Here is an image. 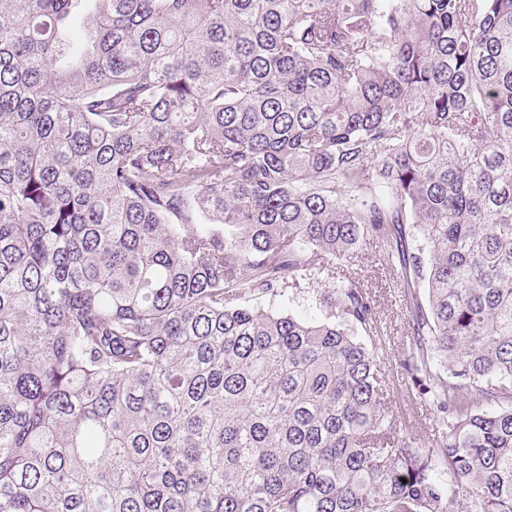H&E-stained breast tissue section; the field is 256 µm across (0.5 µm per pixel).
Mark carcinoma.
I'll use <instances>...</instances> for the list:
<instances>
[{
    "mask_svg": "<svg viewBox=\"0 0 512 512\" xmlns=\"http://www.w3.org/2000/svg\"><path fill=\"white\" fill-rule=\"evenodd\" d=\"M0 512H512V0H0ZM375 242L361 241L352 254L344 259H336V278L333 282L337 285L348 278L356 277L368 286V291L375 300L379 327L373 349L385 363L386 379L402 426L401 433L430 436L436 426V418L429 414L430 411L427 412L425 408L414 403L415 396L417 397L414 387L406 384L396 373V369L394 370L395 362L402 358L409 347L407 290L384 268L383 253ZM389 363H392L393 370ZM321 285H317L315 282L310 284L308 281H301L300 284L295 287H289L285 290V303H287V309L297 315L301 316H312V317H321L322 310L324 309L322 306L319 307V294L317 295V290H321Z\"/></svg>",
    "mask_w": 512,
    "mask_h": 512,
    "instance_id": "cac0c4a2",
    "label": "carcinoma"
}]
</instances>
